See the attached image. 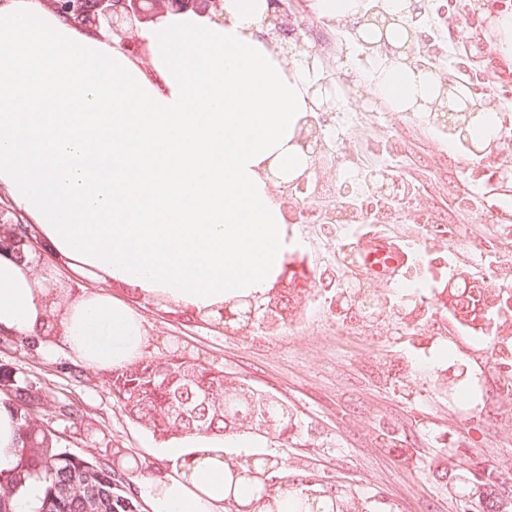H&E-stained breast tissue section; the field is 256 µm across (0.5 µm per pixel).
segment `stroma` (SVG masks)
<instances>
[{"label": "stroma", "instance_id": "obj_1", "mask_svg": "<svg viewBox=\"0 0 512 512\" xmlns=\"http://www.w3.org/2000/svg\"><path fill=\"white\" fill-rule=\"evenodd\" d=\"M311 0H295L311 31L309 51L335 75V111L320 120L330 150L309 169L310 195L288 203V231L299 241L289 266L306 269L313 286L296 315L275 332H232L182 309L143 302L144 358L179 349L209 369L232 373L287 402L304 428L288 446L263 439L254 450L285 458L315 490L337 487L370 499L375 512H462L444 474L469 463L498 468L512 486V386L489 368L493 341L445 312L429 317L418 337L403 333L405 314L420 315L452 273L512 292V92L491 93L483 80L494 58L492 0H421L424 15L443 11L455 58L438 57L446 73L468 70L475 101L492 99L498 129L490 147L467 148L443 118L393 112L354 80L364 60L340 57L349 33L319 19ZM409 185L380 209L377 177ZM381 234L409 247L398 281L368 276L344 258L354 232ZM370 295L375 314L343 310L341 300ZM0 368L36 381L51 400L78 407L69 422L42 410L63 448L96 456L103 443L121 451L114 467L124 484L169 468L162 438L129 418L108 392L111 372L45 357L0 332Z\"/></svg>", "mask_w": 512, "mask_h": 512}]
</instances>
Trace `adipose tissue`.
Listing matches in <instances>:
<instances>
[{
	"label": "adipose tissue",
	"instance_id": "adipose-tissue-1",
	"mask_svg": "<svg viewBox=\"0 0 512 512\" xmlns=\"http://www.w3.org/2000/svg\"><path fill=\"white\" fill-rule=\"evenodd\" d=\"M268 0H224V20L175 15L145 31L159 92L100 39L0 8V185L77 275L206 319L262 300L297 241L276 187L308 170L298 142L314 76L259 38ZM392 111L433 100L437 68L379 58L358 73ZM0 330L52 336L72 359L119 371L143 354L124 297L71 293L0 241ZM224 438L178 434L172 466L138 485L150 512H225Z\"/></svg>",
	"mask_w": 512,
	"mask_h": 512
}]
</instances>
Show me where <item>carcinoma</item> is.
Wrapping results in <instances>:
<instances>
[{
    "label": "carcinoma",
    "mask_w": 512,
    "mask_h": 512,
    "mask_svg": "<svg viewBox=\"0 0 512 512\" xmlns=\"http://www.w3.org/2000/svg\"><path fill=\"white\" fill-rule=\"evenodd\" d=\"M434 55L421 45L405 56L411 67L430 66ZM472 114L453 117L449 134L464 139ZM310 280L306 270H292L269 299L253 307L254 319L224 322L233 332L276 330L293 317L295 303ZM460 325L485 333L491 320L512 321V294L487 285L474 284L458 273L435 300ZM492 363L512 369V336L502 338ZM0 385L10 390L9 399L21 420L17 464L0 478V512H15V499L32 480L43 484V496L33 512H123L118 496L136 501L112 470V457H80L59 446L55 432L36 421L35 402L49 400L37 382L27 376L0 373ZM113 401L128 416L154 435L166 438L198 431L222 433L228 438L246 429L284 445L303 434L288 403L256 389L222 370H212L183 353L142 360L118 373L109 382ZM248 480L254 489L252 501L241 505L228 499L227 512H267L273 497L288 495V512H367L345 491H316L307 476L289 471L286 461L272 455H250L236 463L229 489L237 480ZM455 487L464 503L476 499L482 512H500L512 492L494 468H461Z\"/></svg>",
    "instance_id": "obj_1"
}]
</instances>
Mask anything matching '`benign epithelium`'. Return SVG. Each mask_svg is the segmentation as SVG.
I'll return each instance as SVG.
<instances>
[{"label": "benign epithelium", "instance_id": "1", "mask_svg": "<svg viewBox=\"0 0 512 512\" xmlns=\"http://www.w3.org/2000/svg\"><path fill=\"white\" fill-rule=\"evenodd\" d=\"M221 6V2L203 0H97L94 11L99 21V30L112 40V45L122 48L127 54L140 60L145 73L153 72L146 53L143 50L144 39L141 32L151 25L163 22L171 14H178L189 9L196 14L213 21H222L224 16L211 13L212 6ZM262 27L266 32L262 38L283 46V54L290 57L304 49V27L297 23L296 13L292 8V0H269V11L264 18ZM316 92V112L335 111V87L330 78H322L313 86ZM305 127L311 132H302L299 144L303 150L311 148L326 150V144L318 134L317 122L314 117L307 119ZM309 178L303 174L295 180L280 186L283 197L308 191Z\"/></svg>", "mask_w": 512, "mask_h": 512}]
</instances>
